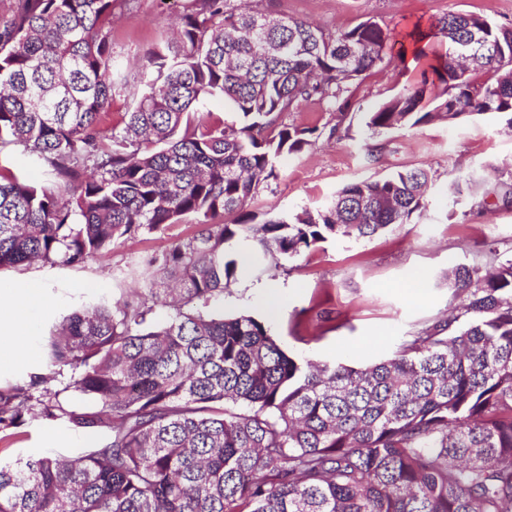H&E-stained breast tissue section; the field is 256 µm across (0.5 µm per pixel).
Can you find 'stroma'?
I'll use <instances>...</instances> for the list:
<instances>
[{
	"instance_id": "1",
	"label": "stroma",
	"mask_w": 512,
	"mask_h": 512,
	"mask_svg": "<svg viewBox=\"0 0 512 512\" xmlns=\"http://www.w3.org/2000/svg\"><path fill=\"white\" fill-rule=\"evenodd\" d=\"M183 0H134L117 7L110 36L114 56L127 66V86L115 87L107 122L122 129L145 57L183 11ZM284 16L336 33L371 19L389 28L428 20L446 12L486 15L512 23V0H276ZM414 72L398 64L364 73L350 88L352 106L344 138L321 137L300 153L281 158L276 175L261 183L247 208L258 219L293 215L324 206L345 185L377 180L423 167L435 176L425 209L396 230L355 240L328 238L275 269L250 259L249 247L232 240L225 250L246 258L219 301L225 316L250 315L262 322L281 347L301 360L360 367L390 357L404 336L458 314L464 295L448 286L450 267L489 266L496 256H512V205L487 209L480 201L495 189L496 168L512 170V125L506 117L481 115L447 124L434 123L369 134L365 114L415 84ZM472 180L470 194L455 197L453 179ZM197 220L189 216L164 229L137 235L73 268L32 265L0 270V284L28 281L41 287L48 307L34 315L23 345L34 350L26 364L0 370V385L45 373L44 342L52 326L81 306L120 296H135L129 277L142 257L191 237ZM425 275L421 292L404 289L410 271ZM282 289L276 315L267 312L268 287ZM84 428L65 420L26 418L0 434V459L36 453L75 456L89 450Z\"/></svg>"
}]
</instances>
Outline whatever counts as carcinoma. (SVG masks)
Listing matches in <instances>:
<instances>
[{
	"label": "carcinoma",
	"mask_w": 512,
	"mask_h": 512,
	"mask_svg": "<svg viewBox=\"0 0 512 512\" xmlns=\"http://www.w3.org/2000/svg\"><path fill=\"white\" fill-rule=\"evenodd\" d=\"M267 2L191 0L176 40L147 53L120 131L104 125L117 0H16L0 23V269L78 266L185 216L200 227L142 261L139 300L63 319L47 348L62 388L0 386L1 432L27 416L109 430L71 459L0 461V512H512L511 256L455 266L461 317L364 367L299 362L254 317L209 311L237 268L229 240L286 261L426 207L434 175L414 168L255 221L245 205L260 182L321 136L282 114L323 102L337 136L353 82L410 57L421 81L366 113L372 133L484 114L512 124V26L449 12L401 35L372 20L327 34ZM215 97L237 122L206 121ZM17 148L50 185L13 169ZM69 391L95 410L70 409Z\"/></svg>",
	"instance_id": "carcinoma-1"
}]
</instances>
